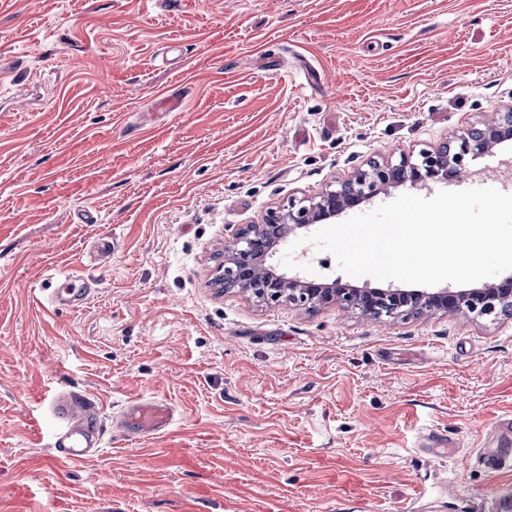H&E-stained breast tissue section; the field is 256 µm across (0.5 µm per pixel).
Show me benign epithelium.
<instances>
[{
	"label": "benign epithelium",
	"instance_id": "obj_1",
	"mask_svg": "<svg viewBox=\"0 0 512 512\" xmlns=\"http://www.w3.org/2000/svg\"><path fill=\"white\" fill-rule=\"evenodd\" d=\"M512 138V113L501 114L497 122L473 128L457 138L455 145L422 150L418 158H402L369 165L323 193L309 204L289 201L288 207L267 214L264 223L250 224L235 234V242L224 253V287L236 288L266 305L283 301L309 308L340 304L370 320H395L413 313L465 311L475 317L512 318V276L486 282L479 287L436 292L401 288H359L337 280L316 283L299 276L274 273L268 259L276 253L281 225L308 228L333 219L348 209L372 201L390 188L425 184L453 172H466L467 161Z\"/></svg>",
	"mask_w": 512,
	"mask_h": 512
}]
</instances>
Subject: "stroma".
I'll list each match as a JSON object with an SVG mask.
<instances>
[{"instance_id": "1", "label": "stroma", "mask_w": 512, "mask_h": 512, "mask_svg": "<svg viewBox=\"0 0 512 512\" xmlns=\"http://www.w3.org/2000/svg\"><path fill=\"white\" fill-rule=\"evenodd\" d=\"M504 112L512 0H0V512H488L512 491L481 449L512 415V319L371 321L213 279L268 211ZM468 168L411 192L512 194V143ZM51 270L90 300L48 303ZM70 387L178 417L55 464L41 417Z\"/></svg>"}]
</instances>
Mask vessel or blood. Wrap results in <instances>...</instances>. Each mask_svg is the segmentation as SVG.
Masks as SVG:
<instances>
[{
	"instance_id": "1",
	"label": "vessel or blood",
	"mask_w": 512,
	"mask_h": 512,
	"mask_svg": "<svg viewBox=\"0 0 512 512\" xmlns=\"http://www.w3.org/2000/svg\"><path fill=\"white\" fill-rule=\"evenodd\" d=\"M49 283L55 289L52 302L73 308L82 306L91 294L90 283L71 274L51 273ZM46 413L55 424L51 448L57 462L80 463L98 453L104 445L103 407L87 394L66 390L48 397ZM176 410L159 399H137L124 405L121 427L125 437L133 439L167 430L175 421ZM483 461L492 470L512 467V420L503 422L485 438Z\"/></svg>"
}]
</instances>
